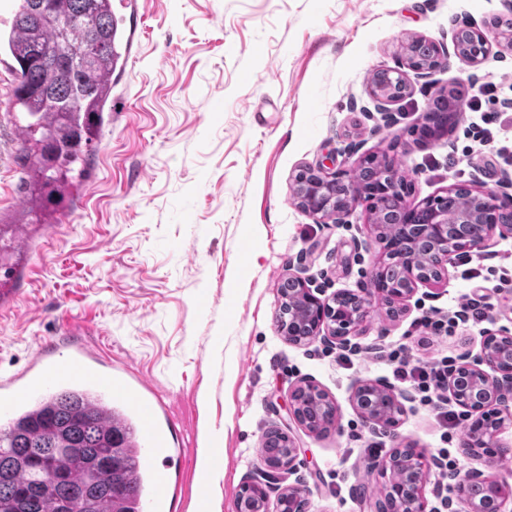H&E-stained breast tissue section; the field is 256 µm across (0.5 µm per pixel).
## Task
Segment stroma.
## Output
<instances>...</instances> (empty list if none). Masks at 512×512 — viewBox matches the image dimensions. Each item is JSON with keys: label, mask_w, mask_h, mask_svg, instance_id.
Here are the masks:
<instances>
[{"label": "stroma", "mask_w": 512, "mask_h": 512, "mask_svg": "<svg viewBox=\"0 0 512 512\" xmlns=\"http://www.w3.org/2000/svg\"><path fill=\"white\" fill-rule=\"evenodd\" d=\"M136 62L112 84V117L76 179L77 200L60 231L36 240L27 296L0 313V380L22 372L34 349L70 357L71 341L105 363H130L167 402L162 420L177 476L175 512H190L210 450L222 474L217 512H237L259 466L264 434L294 439L309 512H369L386 481L373 466L411 446L433 457L432 410L406 399L394 434L365 424L349 398L361 381L391 382L376 350L405 345L415 358L478 356L485 329L512 328V288L496 293L485 325L421 338L412 321L448 310L471 290L457 268L419 286L394 319L376 305L341 364L339 348L294 345L276 324L278 284L301 261L326 295L357 291L380 246L364 208L346 224H318L293 198L304 166L352 169L360 154L394 158L420 202L451 185L497 188L512 166L481 169L486 147L458 118L425 142L411 136L442 90L460 96L492 82L512 98V49L493 24L512 0H141ZM483 25L493 45L478 65L452 61L381 116L369 94L375 70L396 67L404 45L447 42L453 26ZM25 171L9 83L0 76V224H20ZM74 337H67L66 328ZM309 379L339 405L338 424L308 432L289 413L290 393ZM467 473L512 483V458L460 449Z\"/></svg>", "instance_id": "1"}]
</instances>
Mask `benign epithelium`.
I'll use <instances>...</instances> for the list:
<instances>
[{
  "instance_id": "1",
  "label": "benign epithelium",
  "mask_w": 512,
  "mask_h": 512,
  "mask_svg": "<svg viewBox=\"0 0 512 512\" xmlns=\"http://www.w3.org/2000/svg\"><path fill=\"white\" fill-rule=\"evenodd\" d=\"M468 32L475 33L477 29L471 23L452 29L449 47L427 38L411 41L400 66L375 71L369 85L370 96L385 109L410 93L407 72L427 79L448 69L454 57L471 64L479 62L480 57L460 49ZM299 173L301 176L294 178V200L298 206L319 224L328 218L334 224H345L359 206H365L367 223L381 245L382 257L370 272L368 286L350 293L352 302L342 318L337 316V310L344 292L327 297L301 265L289 266L288 277L281 281L278 291L284 299L295 294L301 303L304 316L297 324L305 333L286 328L279 319L276 323L279 332L288 335V341L296 345L319 340L347 348L375 304L394 308L393 315L398 316L407 310L418 285L438 283L449 274L451 256L484 248L496 237L512 238V194L506 191L474 185L459 198L458 187L453 185L441 195L413 203L408 200L411 184L406 177L389 156L375 152L362 154L353 170L330 172L319 165L304 167ZM392 196L400 204L397 231L393 233L385 230L380 213L383 200ZM502 345L512 346L511 329L484 332L477 360L457 365L448 379V394L468 421L461 443L466 454L497 447L496 437L504 421L512 422V411L505 407V401L512 395V354L506 357L496 353L495 349ZM371 388L378 398L367 406L364 396ZM310 389L317 391L319 387L302 380L291 392L292 416L298 422L299 397ZM350 403L366 424L386 433L395 432L402 405L401 393L394 386L360 382L351 393ZM299 466L298 448L290 440L288 457L278 460L273 452L263 455L244 489L262 504L269 501L270 491H276V512H282L286 498L291 512H306V490L296 477ZM374 466L391 475L383 495L401 493L392 458L377 459ZM426 468L425 455L415 453L406 470L415 494L403 500L396 512H432L423 495ZM291 477L294 482L285 484ZM486 496L499 507L512 496V485L472 474L461 481L462 512H482Z\"/></svg>"
}]
</instances>
